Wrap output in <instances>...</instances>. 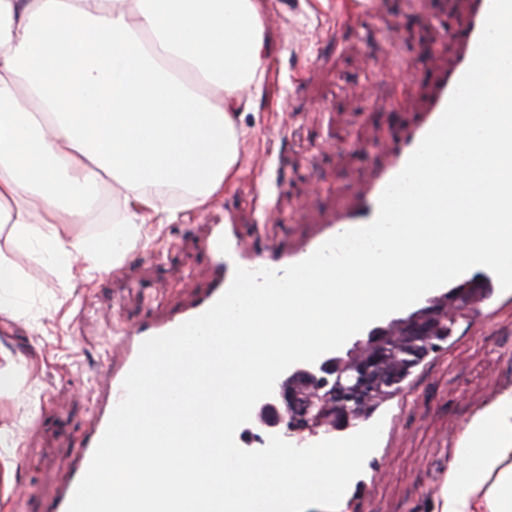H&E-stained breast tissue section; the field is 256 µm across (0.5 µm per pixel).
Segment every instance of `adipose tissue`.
<instances>
[{
  "mask_svg": "<svg viewBox=\"0 0 512 512\" xmlns=\"http://www.w3.org/2000/svg\"><path fill=\"white\" fill-rule=\"evenodd\" d=\"M264 0H0V224L70 274L116 267L140 211L167 188L205 205L237 174V119L261 84ZM126 217L72 235L102 179ZM435 512H512V384L480 406L448 452Z\"/></svg>",
  "mask_w": 512,
  "mask_h": 512,
  "instance_id": "obj_1",
  "label": "adipose tissue"
}]
</instances>
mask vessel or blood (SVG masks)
Segmentation results:
<instances>
[{"label": "vessel or blood", "instance_id": "b4317fda", "mask_svg": "<svg viewBox=\"0 0 512 512\" xmlns=\"http://www.w3.org/2000/svg\"><path fill=\"white\" fill-rule=\"evenodd\" d=\"M491 0H471L465 15L453 26L448 35L456 41L458 50L453 65L440 72L427 110L421 119L410 126L392 144L383 145L386 165L363 186L355 203L330 216L331 226L319 238L290 250H260L250 237L233 222L214 224L203 242V248L213 268V278L207 289L189 308L162 320H144L132 327L121 328L112 341L109 370L98 385L100 404L95 420L79 445L75 459L69 465V476L59 489L50 512H68L69 503L77 485L86 473L94 450L102 438L116 405L125 392L123 380L137 360L143 342L149 338L171 332L185 322L208 310L231 285L236 268L257 271L263 268L283 272L287 267L309 257L320 245L335 237L337 229L351 230L372 222L378 213L379 198L387 185L402 171L407 160L417 149L424 136L443 114L459 80L465 74L475 54L479 37Z\"/></svg>", "mask_w": 512, "mask_h": 512}]
</instances>
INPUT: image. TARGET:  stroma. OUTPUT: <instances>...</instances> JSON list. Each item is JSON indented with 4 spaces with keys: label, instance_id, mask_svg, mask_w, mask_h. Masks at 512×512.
I'll use <instances>...</instances> for the list:
<instances>
[{
    "label": "stroma",
    "instance_id": "35a3bbf8",
    "mask_svg": "<svg viewBox=\"0 0 512 512\" xmlns=\"http://www.w3.org/2000/svg\"><path fill=\"white\" fill-rule=\"evenodd\" d=\"M377 17L347 19L346 0H266L273 38L262 88L238 122V176L205 208L177 219L147 218L140 237L110 272L85 260L61 278L52 262L0 237L31 287L0 299V351L18 367L17 387L0 395V429L14 448L0 464V512H48L95 414L114 328L186 307L210 281L201 242L209 225L232 216L257 230V247L289 249L316 237L325 217L355 200L384 163L383 144L416 122L436 72L456 45L445 27L466 0H376ZM110 182L98 185L76 233L107 235ZM512 382V294L492 321L454 325L441 349L382 404L380 441L337 512H434L432 494L448 470V450L474 410Z\"/></svg>",
    "mask_w": 512,
    "mask_h": 512
}]
</instances>
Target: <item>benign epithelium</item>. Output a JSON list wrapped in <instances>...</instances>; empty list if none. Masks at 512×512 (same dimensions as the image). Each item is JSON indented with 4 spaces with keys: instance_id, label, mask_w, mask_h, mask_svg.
<instances>
[{
    "instance_id": "1",
    "label": "benign epithelium",
    "mask_w": 512,
    "mask_h": 512,
    "mask_svg": "<svg viewBox=\"0 0 512 512\" xmlns=\"http://www.w3.org/2000/svg\"><path fill=\"white\" fill-rule=\"evenodd\" d=\"M471 288L455 289L448 300L410 312L394 331L381 327L356 345L350 357L330 356L321 361L328 380L318 381L312 370L298 367L277 386L275 401L261 408L264 426L277 428L293 423L312 432L348 422L356 406L371 404L384 387L387 364L401 353L412 356L431 338L432 325L449 317L450 310L470 294Z\"/></svg>"
}]
</instances>
